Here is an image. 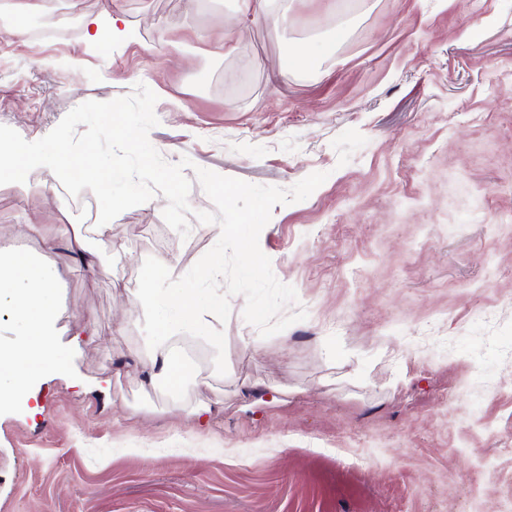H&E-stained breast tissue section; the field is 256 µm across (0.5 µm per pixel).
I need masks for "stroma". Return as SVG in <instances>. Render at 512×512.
Instances as JSON below:
<instances>
[{
  "label": "stroma",
  "instance_id": "1",
  "mask_svg": "<svg viewBox=\"0 0 512 512\" xmlns=\"http://www.w3.org/2000/svg\"><path fill=\"white\" fill-rule=\"evenodd\" d=\"M19 3L0 0L26 29L0 31V125L25 140L142 83L152 145L192 162L190 200L199 167L327 178L259 236L306 320L263 338L231 296L223 367L180 338L196 380L175 395L146 376L129 295L150 267L185 274L219 226L193 218L181 238L158 194L107 239L91 191L70 197L50 169L0 185V246L63 273L62 363L0 404V512H512V0H291L277 29L243 26L233 0ZM107 4L131 35L90 48ZM347 20L335 56L271 76ZM58 236L65 241L69 250L80 257H84L89 251L85 236L81 232L76 231L73 225H59Z\"/></svg>",
  "mask_w": 512,
  "mask_h": 512
}]
</instances>
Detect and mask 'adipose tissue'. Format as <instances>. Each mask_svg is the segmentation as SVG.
<instances>
[{"mask_svg": "<svg viewBox=\"0 0 512 512\" xmlns=\"http://www.w3.org/2000/svg\"><path fill=\"white\" fill-rule=\"evenodd\" d=\"M60 280L57 268L0 247V303L7 305L23 334L18 344L0 348V402L23 397L34 373L59 362L50 325ZM131 301L147 327L143 345L151 379L173 391L181 388L190 368L172 349L187 333L205 339L214 355L223 357L224 326L213 319L224 309L223 295L195 288L171 268L153 267Z\"/></svg>", "mask_w": 512, "mask_h": 512, "instance_id": "1", "label": "adipose tissue"}]
</instances>
